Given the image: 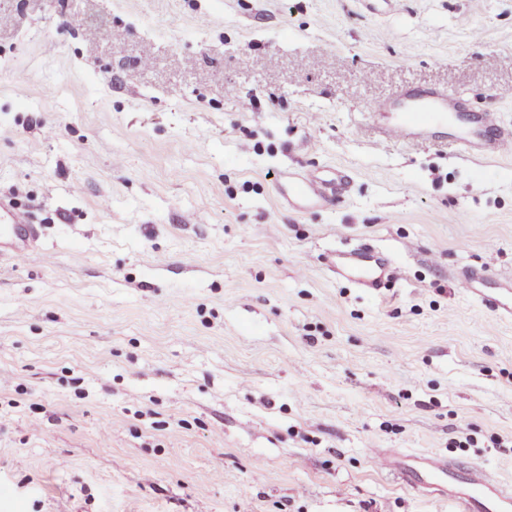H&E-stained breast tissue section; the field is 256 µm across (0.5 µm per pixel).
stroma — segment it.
Segmentation results:
<instances>
[{"label":"stroma","instance_id":"stroma-1","mask_svg":"<svg viewBox=\"0 0 512 512\" xmlns=\"http://www.w3.org/2000/svg\"><path fill=\"white\" fill-rule=\"evenodd\" d=\"M440 86L512 124V0H0V512H455L376 448L512 482V318L451 276L512 277V155L369 115ZM284 178L288 184L289 202L296 207L323 204L341 194L347 186V178L340 171H336V176L330 180L315 173H288ZM0 256L4 252L23 258L32 252L39 238L34 224H29L25 212L18 211L10 202L0 201ZM330 268L336 278L350 281L359 288H380L396 273L390 254L385 250L357 245L330 253Z\"/></svg>","mask_w":512,"mask_h":512}]
</instances>
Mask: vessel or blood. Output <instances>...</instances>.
<instances>
[{
    "mask_svg": "<svg viewBox=\"0 0 512 512\" xmlns=\"http://www.w3.org/2000/svg\"><path fill=\"white\" fill-rule=\"evenodd\" d=\"M461 96L443 88L417 91L406 89L377 102L371 112L378 120V137L383 141L410 143L447 134L449 143L460 151L482 159L512 155V125L499 114L487 110L465 119L462 127L452 128L450 120L462 106ZM289 201L296 207L325 203L347 186L344 174L324 179L314 173H289ZM39 238L26 213L0 201V254L22 258L32 252ZM330 267L337 278L361 288H378L396 273L390 254L358 245L330 254ZM455 282L472 299L512 316V277L490 284L485 272L462 267L453 274ZM377 464L397 475L408 486L437 490L458 505V512H512V486L491 477L477 463L460 464L445 457L378 448Z\"/></svg>",
    "mask_w": 512,
    "mask_h": 512,
    "instance_id": "vessel-or-blood-1",
    "label": "vessel or blood"
}]
</instances>
